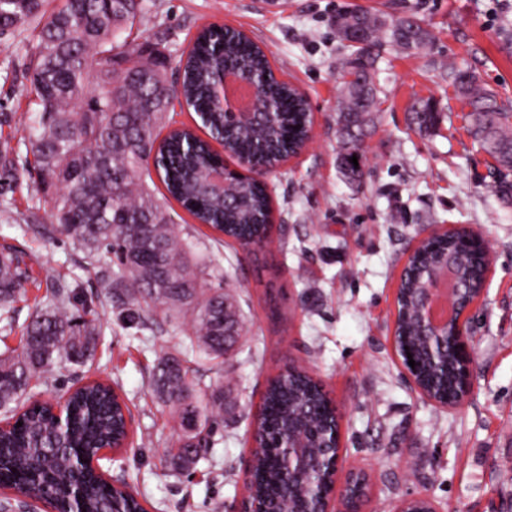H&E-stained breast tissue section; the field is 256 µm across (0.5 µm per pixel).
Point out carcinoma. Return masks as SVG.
Returning <instances> with one entry per match:
<instances>
[{
    "label": "carcinoma",
    "mask_w": 512,
    "mask_h": 512,
    "mask_svg": "<svg viewBox=\"0 0 512 512\" xmlns=\"http://www.w3.org/2000/svg\"><path fill=\"white\" fill-rule=\"evenodd\" d=\"M47 2L0 0V36L43 21L26 64L39 109L29 117V136L0 148V179L14 178V171L33 156L35 175L27 189L33 200L48 203L52 224H23L20 229L57 235L82 249L104 296L120 310L127 327L144 329L159 315L187 320V341L181 351L159 356L151 386L184 430L176 447L168 450L167 464L174 471H188L198 455L193 440L205 429L219 428L224 411V382L200 387L191 359L203 356L223 372L224 319L231 324L240 320L234 304L224 311V288L205 278L194 243L180 235L170 207L146 184L151 154L158 158L157 172L169 197L199 223L261 244L270 229V202L260 185L225 169L227 179L241 186L237 198L227 204L201 186L206 172L224 165L211 141L231 156L271 165L302 147L312 115L304 97L275 77L270 61L251 38L236 30L210 29L197 36L182 74L188 110L198 116L208 138L182 130L160 141L158 129L173 110L165 94L171 84L159 60L158 43L139 41L149 13L147 0H61L50 12ZM356 14L369 36L348 41L352 53L346 73L361 76L364 87L344 83L336 113L342 137L355 150L379 111L375 49L383 41L407 52L431 44L429 31L413 13L392 18L387 26L370 21L376 14L367 10ZM224 66L255 77L260 94L277 106L270 121L242 126L225 120L212 100L213 74ZM448 76L471 106L466 119L474 143L497 163L495 192L512 195V110L470 71L452 66ZM441 119L428 100L410 112V124L424 133ZM354 156L356 166L350 162ZM364 166L361 153L340 157L339 167L351 180L364 175ZM460 243L459 235L430 242L412 259L400 282L396 336L406 338L419 379L442 399L455 397V356L445 347L446 370L428 361L416 299L422 279L450 256L460 280L477 286L483 252L474 243L461 250ZM29 278L22 252L1 246L0 321L8 327ZM45 279L52 281L53 292L39 299L19 346L0 352V414L8 425L0 435V487L17 489L33 501L49 495L58 512H146L137 499L110 487L84 463L125 432L124 409L110 385L94 381L77 388L66 401L59 428L44 406L17 413L21 399L47 385L51 373L93 362L101 335V324L88 318L90 312L70 309L72 283L55 279L48 270ZM264 407L265 438L260 445L265 451L255 459L256 491L271 503L279 501L280 512H294L296 504L281 495L288 420H306L319 448L323 434L333 429L335 410L319 384L296 367L270 381Z\"/></svg>",
    "instance_id": "obj_1"
}]
</instances>
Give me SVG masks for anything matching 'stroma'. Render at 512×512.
I'll list each match as a JSON object with an SVG mask.
<instances>
[{
    "label": "stroma",
    "mask_w": 512,
    "mask_h": 512,
    "mask_svg": "<svg viewBox=\"0 0 512 512\" xmlns=\"http://www.w3.org/2000/svg\"><path fill=\"white\" fill-rule=\"evenodd\" d=\"M142 37L165 33L174 74L198 30L218 22L261 45L277 75L308 99L314 140L269 182L274 222L266 242L243 248L172 204L176 224L233 297L243 335L224 360V423L187 473H171L166 451L181 428L151 389L157 357L175 351L181 321L141 332L123 328L100 294L81 251L63 238L22 234L50 221L19 172L0 211V245L27 252L36 277L54 269L80 288L76 307L92 310L104 335L93 366L70 367L40 388L60 399L94 377L109 379L131 412L126 448L103 469L126 484L147 512H226L244 495L253 420L270 378L302 365L320 381L340 421L344 470L365 471L370 512H394L427 496L442 512H512V197L497 195L494 159L467 132L468 107L447 74L473 71L483 87L512 103V0H150ZM368 8L389 16L413 10L432 36L429 49H379L381 110L361 148L363 177L338 165L336 112L351 51L330 20ZM32 28L0 37V144L23 135L35 111L24 76ZM444 114L430 133L409 124L418 101ZM466 224L491 250L484 296L469 316V388L455 408L425 399L391 345L396 288L408 256L432 230Z\"/></svg>",
    "instance_id": "1"
}]
</instances>
